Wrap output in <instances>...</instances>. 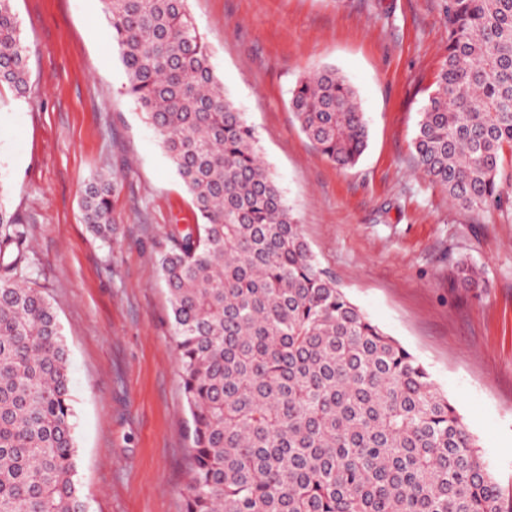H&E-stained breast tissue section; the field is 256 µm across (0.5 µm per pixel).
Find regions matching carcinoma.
<instances>
[{"label":"carcinoma","mask_w":512,"mask_h":512,"mask_svg":"<svg viewBox=\"0 0 512 512\" xmlns=\"http://www.w3.org/2000/svg\"><path fill=\"white\" fill-rule=\"evenodd\" d=\"M125 93L159 136L198 223L159 256L191 416L185 512H512L481 446L425 366L320 267L226 95L188 0H103ZM448 54L413 139L417 167L475 213L504 211L512 154V0H447ZM29 47L0 0V86H29ZM301 132L341 168L368 128L334 68L291 92ZM115 177L83 220L112 241ZM27 232L0 203V512H82L69 352L21 282ZM465 261L456 281L479 285Z\"/></svg>","instance_id":"obj_1"}]
</instances>
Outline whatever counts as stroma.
I'll return each instance as SVG.
<instances>
[{
  "instance_id": "obj_1",
  "label": "stroma",
  "mask_w": 512,
  "mask_h": 512,
  "mask_svg": "<svg viewBox=\"0 0 512 512\" xmlns=\"http://www.w3.org/2000/svg\"><path fill=\"white\" fill-rule=\"evenodd\" d=\"M225 92L321 268L427 368L512 498V214H476L417 173L412 140L447 55L445 0H188ZM30 47L25 95L0 88V203L28 231V281L70 355L77 480L87 512H185L186 402L158 256L191 196L124 91L102 0H13ZM336 67L368 127L342 169L301 132L289 92ZM117 175L111 242L83 221ZM465 260L482 271L459 287Z\"/></svg>"
}]
</instances>
